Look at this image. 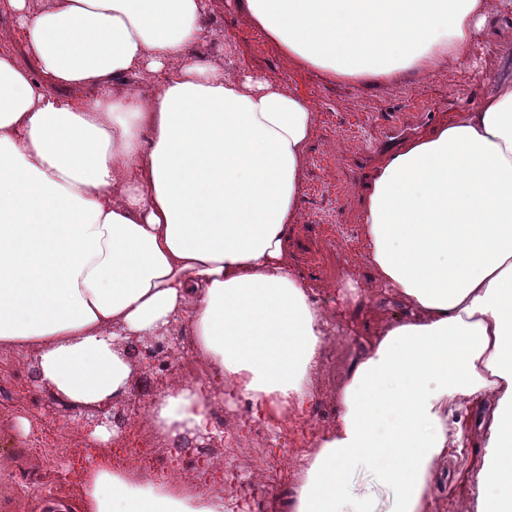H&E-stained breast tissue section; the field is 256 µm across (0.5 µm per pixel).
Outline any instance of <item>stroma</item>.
I'll return each instance as SVG.
<instances>
[{
    "label": "stroma",
    "mask_w": 512,
    "mask_h": 512,
    "mask_svg": "<svg viewBox=\"0 0 512 512\" xmlns=\"http://www.w3.org/2000/svg\"><path fill=\"white\" fill-rule=\"evenodd\" d=\"M208 26L220 30V41L204 40L197 52L218 61L225 47L234 50V63L242 70L260 72L282 83L310 104L315 116L300 201L298 224L291 228L289 261L306 279L316 283L314 298L327 310H341V332L327 344L324 369L309 389L312 401L306 406L318 433L333 429L338 418L336 395L351 362L365 341L388 320L403 316L407 306L393 290L374 283V270L366 257L362 239V215L372 175L389 156L395 126L412 129L414 139L431 132L432 125L448 121L455 113L477 107L485 68L502 79H512V16L496 17L470 50L465 64L426 75L405 74L389 84L368 88L358 82H337L314 68L294 65L279 45L254 27L246 26L232 0H210ZM433 113L432 125H420V115ZM355 281L349 289L347 281ZM196 355L189 331H181L180 347L161 349L159 360L176 366L193 361ZM36 362L0 349V458H7L11 486L17 490L9 501L15 512H47L51 502L66 512H77L81 491L60 496L42 490L38 499L21 495L28 483L40 480L44 463L35 458L28 444L34 436L53 440L65 430L77 436L80 446L55 465L54 476L82 474L98 458H107L113 470L128 468L130 455L141 467L154 462L148 438L128 436L113 429L106 444H91L87 429L91 418L84 412L56 410L47 390L34 382ZM134 376L126 395L112 403L124 421L143 417L151 400L178 382L172 371L150 372L135 363ZM213 403L221 406L227 424L224 437L213 447L196 448L182 436H167L165 453L173 467L197 483L200 495L218 493L225 504L240 503L242 497H260L258 512H284L287 491L296 490L301 477L303 448L284 447L279 429L269 430L266 439L249 448L237 441L248 435L253 422L266 420V409L251 402L224 383L212 384ZM478 411L465 417L463 449H450L438 467L432 485L435 512H476L473 487L484 464V432ZM350 500H367L374 512H390L393 493L369 467L361 465L346 478Z\"/></svg>",
    "instance_id": "35a3bbf8"
}]
</instances>
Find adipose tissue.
<instances>
[{
    "label": "adipose tissue",
    "mask_w": 512,
    "mask_h": 512,
    "mask_svg": "<svg viewBox=\"0 0 512 512\" xmlns=\"http://www.w3.org/2000/svg\"><path fill=\"white\" fill-rule=\"evenodd\" d=\"M294 64L379 84L463 64L512 0H238ZM207 0H0V348L35 352L76 406L123 397L119 340L190 328L213 377L248 400L303 406L329 316L288 263L314 112L278 81L200 58ZM142 79L140 89L129 79ZM367 258L407 316L351 364L292 512L348 505L373 469L391 512H431V482L486 409L476 512H512V81L377 169ZM210 396L155 399L161 432H207ZM82 512H224L221 495L143 487L91 466ZM346 490L352 501L367 500L375 512H389L392 507L393 493L382 483L377 474L369 467L360 465L346 478Z\"/></svg>",
    "instance_id": "ef3b65f1"
}]
</instances>
